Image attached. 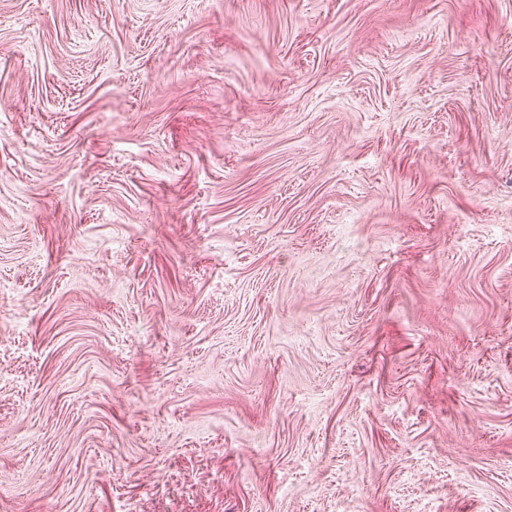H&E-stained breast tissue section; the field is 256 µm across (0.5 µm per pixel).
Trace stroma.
<instances>
[{
    "label": "stroma",
    "mask_w": 512,
    "mask_h": 512,
    "mask_svg": "<svg viewBox=\"0 0 512 512\" xmlns=\"http://www.w3.org/2000/svg\"><path fill=\"white\" fill-rule=\"evenodd\" d=\"M0 512H512V0H0Z\"/></svg>",
    "instance_id": "obj_1"
}]
</instances>
